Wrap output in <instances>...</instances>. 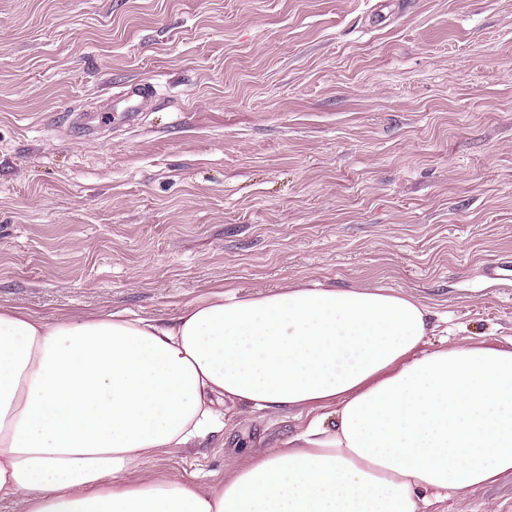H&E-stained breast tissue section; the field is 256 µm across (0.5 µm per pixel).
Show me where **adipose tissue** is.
Returning <instances> with one entry per match:
<instances>
[{
  "label": "adipose tissue",
  "mask_w": 512,
  "mask_h": 512,
  "mask_svg": "<svg viewBox=\"0 0 512 512\" xmlns=\"http://www.w3.org/2000/svg\"><path fill=\"white\" fill-rule=\"evenodd\" d=\"M383 287L214 292L171 321L0 305V501L18 512H421L512 474V349L427 348ZM306 408L286 447L206 489L140 476L224 409Z\"/></svg>",
  "instance_id": "adipose-tissue-1"
}]
</instances>
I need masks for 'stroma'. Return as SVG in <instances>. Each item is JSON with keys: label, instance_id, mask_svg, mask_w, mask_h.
<instances>
[{"label": "stroma", "instance_id": "stroma-1", "mask_svg": "<svg viewBox=\"0 0 512 512\" xmlns=\"http://www.w3.org/2000/svg\"><path fill=\"white\" fill-rule=\"evenodd\" d=\"M508 261L512 0H0L1 304L381 285L507 348ZM304 422L237 408L142 470L215 488ZM424 512H512V476ZM157 91L151 83H138L131 85L125 93V102L131 103L125 110L128 122L135 121L138 112L150 103Z\"/></svg>", "mask_w": 512, "mask_h": 512}]
</instances>
